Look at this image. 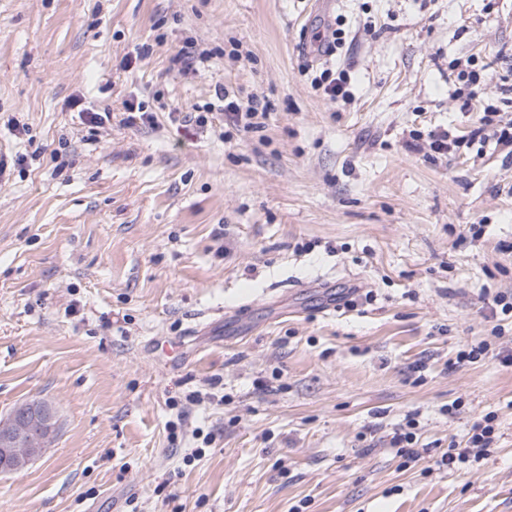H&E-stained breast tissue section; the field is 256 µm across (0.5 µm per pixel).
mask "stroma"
Masks as SVG:
<instances>
[{
	"label": "stroma",
	"instance_id": "1",
	"mask_svg": "<svg viewBox=\"0 0 512 512\" xmlns=\"http://www.w3.org/2000/svg\"><path fill=\"white\" fill-rule=\"evenodd\" d=\"M333 14L336 104L303 73L311 0H0V154L25 158L0 177V414L60 418L0 512H512V366L457 361L512 349L484 301L512 292V157L407 146L512 116V0ZM191 42L210 55L185 69ZM457 58L485 84L466 111ZM219 86L265 128L178 120ZM130 102L156 126L122 124ZM490 412L492 456L438 467ZM496 349H491V345L486 341L482 340L476 344H471L468 350H462L459 352V358L461 360L475 362L478 359L486 358L491 354V358L497 359L504 364H512V353L504 354L505 351L495 352Z\"/></svg>",
	"mask_w": 512,
	"mask_h": 512
}]
</instances>
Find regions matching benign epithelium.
I'll use <instances>...</instances> for the list:
<instances>
[{
	"mask_svg": "<svg viewBox=\"0 0 512 512\" xmlns=\"http://www.w3.org/2000/svg\"><path fill=\"white\" fill-rule=\"evenodd\" d=\"M58 429L55 406L33 399L16 403L0 416V473L19 472L42 456Z\"/></svg>",
	"mask_w": 512,
	"mask_h": 512,
	"instance_id": "1",
	"label": "benign epithelium"
}]
</instances>
